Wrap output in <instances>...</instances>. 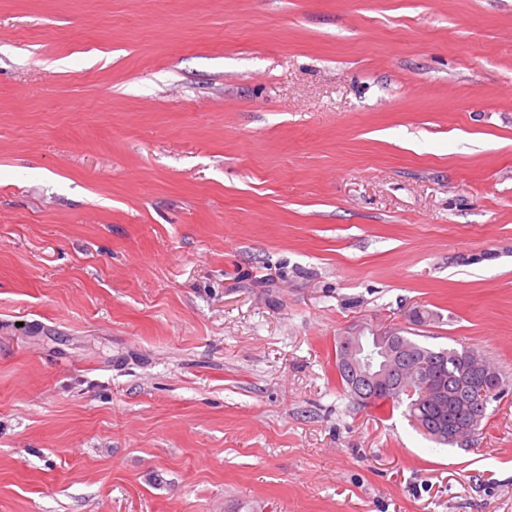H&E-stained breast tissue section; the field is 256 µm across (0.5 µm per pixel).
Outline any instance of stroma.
<instances>
[{
  "label": "stroma",
  "instance_id": "obj_1",
  "mask_svg": "<svg viewBox=\"0 0 512 512\" xmlns=\"http://www.w3.org/2000/svg\"><path fill=\"white\" fill-rule=\"evenodd\" d=\"M417 306L469 450L338 377ZM0 512H512V0H0Z\"/></svg>",
  "mask_w": 512,
  "mask_h": 512
}]
</instances>
